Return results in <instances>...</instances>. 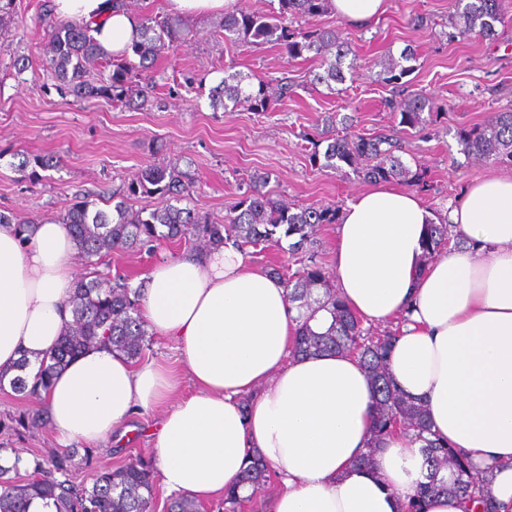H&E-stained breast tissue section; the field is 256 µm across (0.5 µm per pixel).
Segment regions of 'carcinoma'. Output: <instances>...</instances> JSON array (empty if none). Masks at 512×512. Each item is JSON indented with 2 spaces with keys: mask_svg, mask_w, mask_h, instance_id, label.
<instances>
[{
  "mask_svg": "<svg viewBox=\"0 0 512 512\" xmlns=\"http://www.w3.org/2000/svg\"><path fill=\"white\" fill-rule=\"evenodd\" d=\"M326 0H278V9L260 13L241 9L224 16L216 37L228 45L271 44L279 47L287 61L310 54L319 61V71L310 84L342 83L343 65L350 52L336 32L304 25L327 12ZM507 0H454L451 40L478 36L494 41L504 23ZM41 23L48 30L50 55L48 69L60 86L78 100L110 97L129 109L151 105L148 87L140 79L155 65L158 57L192 39V32L173 18L142 20L143 40L133 49V57L105 60L96 47L90 28L77 22H57L46 10ZM416 60L415 50L405 48L400 60L389 58L375 73V82L395 89L397 96L385 106L398 119L397 127L374 137L358 135L301 134L311 144L309 164L319 169L341 171L349 167L367 181L401 180L410 186L425 183L426 171L412 169L397 155L401 151L399 133L406 128L422 129L432 121L435 104L417 91L401 90L403 78L414 71L408 62ZM271 82L254 74L224 69V78L209 90L211 103L229 111L242 104L257 113L272 108ZM461 152L485 162L512 163V108L495 113L491 119L456 130ZM268 176L249 179L246 190L217 224L209 216L189 206L195 182L167 165L150 163L137 178L104 196L100 202L112 204V212L84 198L72 204L58 222L71 226L86 265L92 268L77 282L68 300L73 320L49 357L39 363L33 381L23 375L29 365L23 358L16 365L19 374L9 380L12 391L40 398L50 388L55 374L85 348L104 344L112 351L137 361L144 350L145 322L141 312L143 284L132 286L128 279L113 280L95 271L98 260L116 249L137 247L153 251L163 241L186 242L202 255L213 246L232 245L247 251L276 248L289 254L296 269L275 266L270 274L288 290V302L298 312L292 350L305 355L342 351L357 356L369 372L374 387L373 437L360 459L375 463L384 436L401 432L420 445L427 467L425 480L418 483L406 512H423L426 500L447 493L476 501L482 512H494L495 505L485 498L483 480L470 470L467 458L441 442L431 431L424 406L405 396L395 385L387 368L389 351L397 332L374 336L362 328L336 293L322 263L311 251L313 232L321 224H334L339 208L334 204L292 206L267 189ZM157 196V205L135 210L131 201L142 195ZM462 239L447 223L430 225L427 258L432 259L449 245L460 246ZM329 313V326L318 331L311 321L320 311ZM78 455L71 448L34 463L30 477L22 479L11 472L17 464L0 465V512H28L35 498L53 501L55 512H153L154 475L140 460H130L115 469L95 474L91 485H75L66 478L69 464ZM274 471L256 459L235 486L224 492V512H239L252 503L269 484ZM202 505L185 495L172 499L167 512H201Z\"/></svg>",
  "mask_w": 512,
  "mask_h": 512,
  "instance_id": "carcinoma-1",
  "label": "carcinoma"
}]
</instances>
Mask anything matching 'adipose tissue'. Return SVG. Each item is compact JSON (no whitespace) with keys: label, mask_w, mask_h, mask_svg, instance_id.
Segmentation results:
<instances>
[{"label":"adipose tissue","mask_w":512,"mask_h":512,"mask_svg":"<svg viewBox=\"0 0 512 512\" xmlns=\"http://www.w3.org/2000/svg\"><path fill=\"white\" fill-rule=\"evenodd\" d=\"M57 18L87 22L101 53L119 56L141 21L117 0H51ZM446 222L463 248L432 263L430 225ZM78 244L69 225L32 232L0 224V367L48 353L72 321ZM336 288L367 325L402 318L389 368L422 403L432 431L486 477V496L512 512V176H489L437 213L420 196L378 182L350 199L336 226ZM143 316L172 339L178 365L136 364L86 349L44 393L57 442L104 444L137 412L164 409L154 441L167 492L223 495L253 456L284 485L269 512H403L423 459L403 434L373 432L374 392L344 353L292 355L296 313L283 284L232 246L156 264ZM195 390L181 394L182 379Z\"/></svg>","instance_id":"ef3b65f1"}]
</instances>
